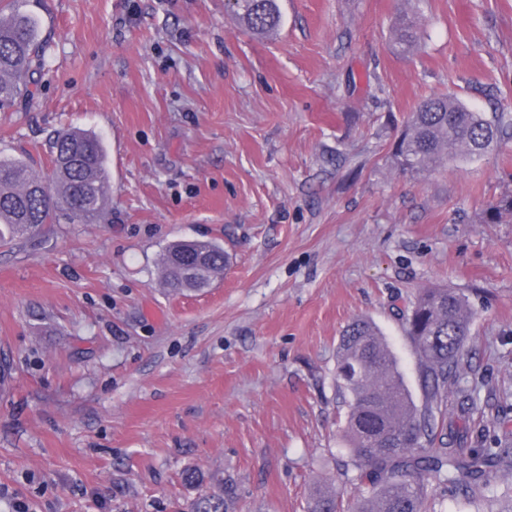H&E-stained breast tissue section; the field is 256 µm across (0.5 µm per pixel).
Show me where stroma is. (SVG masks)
<instances>
[{
  "label": "stroma",
  "instance_id": "stroma-1",
  "mask_svg": "<svg viewBox=\"0 0 512 512\" xmlns=\"http://www.w3.org/2000/svg\"><path fill=\"white\" fill-rule=\"evenodd\" d=\"M278 4L257 36L228 0H30L47 64L0 155L47 177L55 131L88 130L111 178L100 223L0 247V512H186L214 475L234 512H305L325 481L352 498L339 337L371 318L422 400L397 309L425 287L473 304V433L512 424V218L481 221L512 142L427 177L391 162L424 97L512 110V0ZM178 240L222 244L223 276L170 292Z\"/></svg>",
  "mask_w": 512,
  "mask_h": 512
}]
</instances>
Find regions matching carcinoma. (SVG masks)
I'll return each instance as SVG.
<instances>
[{
  "mask_svg": "<svg viewBox=\"0 0 512 512\" xmlns=\"http://www.w3.org/2000/svg\"><path fill=\"white\" fill-rule=\"evenodd\" d=\"M0 15V111L38 93L36 75L46 65L36 16L10 0ZM235 10L253 32L281 24L277 0H236ZM394 40L406 49L420 37L415 24L402 22ZM512 140V113L487 116L449 95L424 99L397 134L392 150L402 174L427 176L451 159H471L499 151ZM53 175L49 182L22 157L0 156V243L31 233L34 226L59 223L94 224L104 208L110 183L107 150L94 134L63 130L50 146ZM512 217V195L485 211L484 222ZM230 263L224 246L213 241H181L165 248L162 273L175 291L206 288ZM406 331L420 357L423 391L416 405L396 355L377 326L356 318L342 331L336 351V386L348 407L346 433L350 462L346 483L358 497L350 512H437L433 486L470 497L508 502L490 512H512V487L493 485L499 473L512 471V431L502 426L504 444L493 451L468 446L470 429L463 421L483 414L465 386L463 362L471 336L469 296L449 287L421 289L401 309ZM197 496L190 512H229L232 492L224 488ZM308 512H343L336 488L313 487Z\"/></svg>",
  "mask_w": 512,
  "mask_h": 512,
  "instance_id": "1",
  "label": "carcinoma"
}]
</instances>
